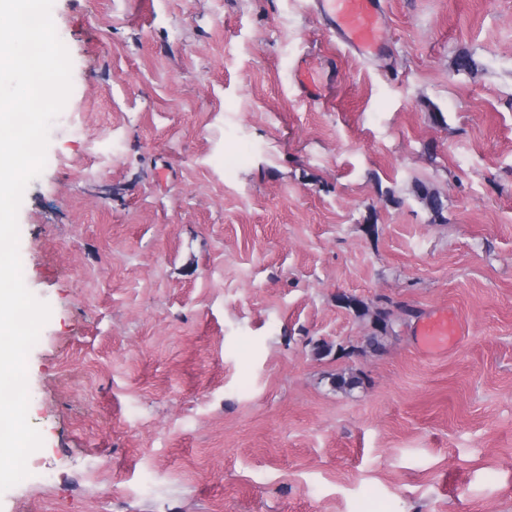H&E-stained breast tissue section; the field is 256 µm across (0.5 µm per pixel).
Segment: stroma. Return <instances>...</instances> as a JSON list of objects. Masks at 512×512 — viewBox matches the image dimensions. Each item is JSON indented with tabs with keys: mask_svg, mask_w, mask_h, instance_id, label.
Segmentation results:
<instances>
[{
	"mask_svg": "<svg viewBox=\"0 0 512 512\" xmlns=\"http://www.w3.org/2000/svg\"><path fill=\"white\" fill-rule=\"evenodd\" d=\"M383 4L365 55L313 0H54L43 445L0 512H512V0ZM345 295L391 302L379 351ZM413 193L420 203L430 211L434 220L442 216L445 205L442 197L436 191L423 184L417 183L413 187ZM457 335V323L445 309L433 312L421 323L417 332L420 347L429 354L447 350Z\"/></svg>",
	"mask_w": 512,
	"mask_h": 512,
	"instance_id": "35a3bbf8",
	"label": "stroma"
}]
</instances>
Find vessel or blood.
Here are the masks:
<instances>
[{"mask_svg":"<svg viewBox=\"0 0 512 512\" xmlns=\"http://www.w3.org/2000/svg\"><path fill=\"white\" fill-rule=\"evenodd\" d=\"M316 4L332 15L347 45L365 53L379 48L381 0H316ZM457 334L456 321L444 309L433 312L417 332L420 347L429 354L447 350Z\"/></svg>","mask_w":512,"mask_h":512,"instance_id":"vessel-or-blood-1","label":"vessel or blood"}]
</instances>
